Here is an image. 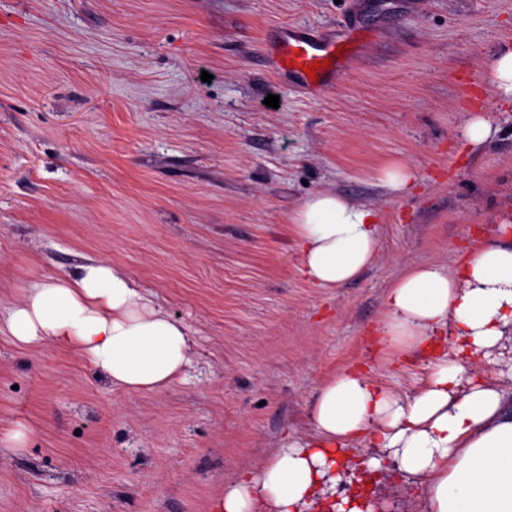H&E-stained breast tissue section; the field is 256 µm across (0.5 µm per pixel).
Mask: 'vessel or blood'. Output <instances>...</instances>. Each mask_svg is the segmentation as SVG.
I'll return each mask as SVG.
<instances>
[{"label": "vessel or blood", "mask_w": 512, "mask_h": 512, "mask_svg": "<svg viewBox=\"0 0 512 512\" xmlns=\"http://www.w3.org/2000/svg\"><path fill=\"white\" fill-rule=\"evenodd\" d=\"M267 54L276 70L288 71L298 84L311 95L318 96L339 75L346 73L356 54L355 39L324 38L304 28L285 27L269 42ZM326 62L317 80H310L305 72L315 62Z\"/></svg>", "instance_id": "vessel-or-blood-1"}]
</instances>
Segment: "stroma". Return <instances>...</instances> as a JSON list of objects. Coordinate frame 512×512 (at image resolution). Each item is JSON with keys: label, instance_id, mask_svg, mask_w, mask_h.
<instances>
[{"label": "stroma", "instance_id": "stroma-1", "mask_svg": "<svg viewBox=\"0 0 512 512\" xmlns=\"http://www.w3.org/2000/svg\"><path fill=\"white\" fill-rule=\"evenodd\" d=\"M292 25L360 38L320 96L268 58ZM506 43L512 0H0V305L103 259L194 337L185 378L138 395L0 334V512H209L314 435L335 374L413 392L425 369L387 367L372 332L405 267L453 266L512 214V112L484 69ZM478 111L498 132L471 146ZM393 163L415 174L401 194ZM321 190L381 216L374 263L338 288L301 277L288 230ZM372 490L421 512L395 471ZM412 179V170L403 163L395 164L384 169L379 177L380 182H382L384 186L396 192L405 190Z\"/></svg>", "mask_w": 512, "mask_h": 512}]
</instances>
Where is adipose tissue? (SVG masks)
<instances>
[{
	"instance_id": "obj_1",
	"label": "adipose tissue",
	"mask_w": 512,
	"mask_h": 512,
	"mask_svg": "<svg viewBox=\"0 0 512 512\" xmlns=\"http://www.w3.org/2000/svg\"><path fill=\"white\" fill-rule=\"evenodd\" d=\"M290 224L298 270L319 288L356 279L379 248L378 212L329 191L307 199ZM385 307L375 346L392 368L424 360L422 386L403 394L357 369L334 375L314 396V436L225 486L213 512H377L370 498L336 496L353 483L350 460L362 445L378 451L368 471L387 459L414 478L425 512H512V393L473 365L512 354V222L475 245L462 268H406ZM1 333L70 350L134 394L181 380L194 345L183 322L104 260L33 282L0 311Z\"/></svg>"
}]
</instances>
